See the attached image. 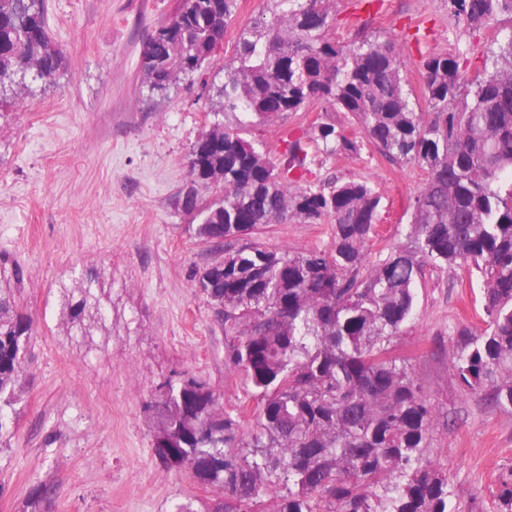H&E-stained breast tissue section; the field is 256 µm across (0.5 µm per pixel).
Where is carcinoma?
Instances as JSON below:
<instances>
[{
  "label": "carcinoma",
  "instance_id": "carcinoma-1",
  "mask_svg": "<svg viewBox=\"0 0 512 512\" xmlns=\"http://www.w3.org/2000/svg\"><path fill=\"white\" fill-rule=\"evenodd\" d=\"M46 0H0V104L27 75L50 82L64 55L50 38ZM331 0H274L270 20L242 31L211 111L259 119L286 112H345L385 158L417 164L425 178L410 203L405 241L367 263L380 195L336 176L308 180L316 155L353 157L357 137L321 122L285 141L276 169L239 127L215 128L189 152L192 182L181 207L194 234L224 258L196 287L224 325L226 361L260 403L247 431L219 396L188 373L146 403L153 451L170 468L224 490L211 512H463L448 474L431 460L436 409L405 361L390 356L415 318L428 269H461L480 282L485 327L455 340L460 389L512 413V31L482 68L466 54L420 64L426 110H415L393 42L333 37ZM474 32L512 24V0H447ZM239 0H180L141 55L143 84L163 93L193 78L220 51ZM205 189L210 198L199 197ZM332 225L327 249H271L261 227ZM13 287L23 281L12 269ZM11 287V288H13ZM0 287V444L18 401L32 320ZM492 496L512 512V468Z\"/></svg>",
  "mask_w": 512,
  "mask_h": 512
}]
</instances>
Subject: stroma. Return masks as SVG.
<instances>
[{
  "instance_id": "obj_1",
  "label": "stroma",
  "mask_w": 512,
  "mask_h": 512,
  "mask_svg": "<svg viewBox=\"0 0 512 512\" xmlns=\"http://www.w3.org/2000/svg\"><path fill=\"white\" fill-rule=\"evenodd\" d=\"M178 0H46L49 33L65 52L55 82L0 106V286L23 270L20 312L34 321L23 393L0 447V512H173L192 502L211 512L219 488L163 465L154 455L146 401L160 384L190 372L221 393L226 415L249 427L258 408L241 375L224 363V331L196 286L214 259L178 203L190 182V147L214 124L200 86L178 81L149 97L140 60L149 34ZM272 0H241L206 77L224 81L242 30L269 16ZM338 18H360L370 38L393 39L423 106V58L490 33L466 30L445 0H384L369 20L356 0H334ZM317 109L248 127L247 139L284 165L282 137L325 121ZM318 177L367 183L381 196L370 259L400 240L409 200L423 179L370 143L359 155L327 158ZM329 224H272L258 239L272 249H325ZM89 289L105 323L85 330L70 306ZM479 304L462 271L432 269L418 286L414 320L392 341L436 407L431 457L447 470L465 512H496L491 490L512 466V414L460 390L451 376L458 330L481 328Z\"/></svg>"
}]
</instances>
